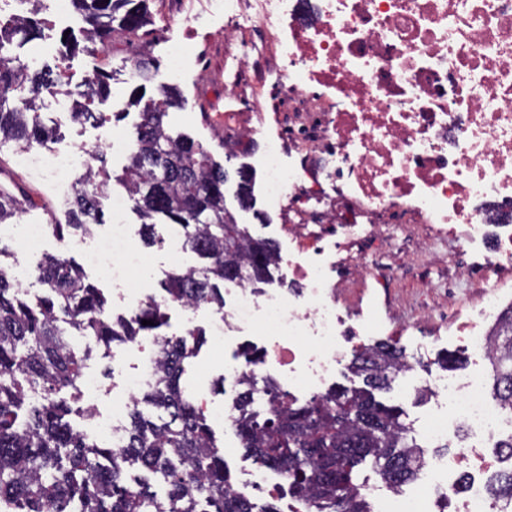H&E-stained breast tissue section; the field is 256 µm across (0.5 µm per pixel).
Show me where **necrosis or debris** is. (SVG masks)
<instances>
[{
  "instance_id": "1",
  "label": "necrosis or debris",
  "mask_w": 512,
  "mask_h": 512,
  "mask_svg": "<svg viewBox=\"0 0 512 512\" xmlns=\"http://www.w3.org/2000/svg\"><path fill=\"white\" fill-rule=\"evenodd\" d=\"M231 22L225 39L246 36L247 53L234 79L251 84L258 103L286 109L288 121L270 132L264 122L239 124L225 145L261 137L257 158L265 197L287 207L280 231L288 250L277 285L227 284L224 309L211 318L215 340L258 334L259 364L224 368V424L236 416L237 380L276 373L285 390L331 387L336 368L371 323L341 317L334 293L336 264L345 243H358L369 267L385 243L387 224H436L467 266L512 264V224L496 213L512 209V0H209ZM85 143L34 146L15 154L18 167L37 173L68 195L70 172ZM129 196L108 201L105 234L72 242L111 279L122 312L142 301L132 288L144 264L137 230L125 221ZM19 240L31 268L50 237L46 224H1L0 237ZM154 380L153 366L126 375L125 397L99 425L121 444L125 411ZM428 388L441 409L423 426L426 445L453 439L456 424L470 434L449 456L426 454L415 490L393 489L368 477L362 489L373 512H512V498L492 495L488 478L503 454L489 443L512 437V412L489 394L482 376L403 378L397 398Z\"/></svg>"
}]
</instances>
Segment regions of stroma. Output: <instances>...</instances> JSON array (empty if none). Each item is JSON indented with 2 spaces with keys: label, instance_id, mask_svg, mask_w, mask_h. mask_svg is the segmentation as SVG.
<instances>
[{
  "label": "stroma",
  "instance_id": "obj_1",
  "mask_svg": "<svg viewBox=\"0 0 512 512\" xmlns=\"http://www.w3.org/2000/svg\"><path fill=\"white\" fill-rule=\"evenodd\" d=\"M186 0H147V22L130 38L115 37L105 50L92 53L66 51L61 41V26L45 24L43 35L52 41L50 52H41L40 42L14 46V53L39 54L40 64L49 68H61L66 87H74L85 73L99 70L109 78L110 109L106 126H133L139 120L138 108L129 106L132 85L126 75L131 60L139 56L154 59L158 66H165L167 46L166 22L172 21L185 9ZM188 42L194 48L198 61L188 64L174 83L185 100L183 108L170 110L166 119L173 132H183L207 146L216 161L229 174L224 186L225 204L238 223L248 225L257 237L278 240L279 227L287 223L288 212L271 207L263 194V173L256 166V158L264 141L250 140L234 153L224 149V112L239 110L242 101L252 93L246 86L236 87L232 101L224 99V79L230 74L233 59L243 57L245 47L237 41L224 38V17L205 13L196 30L189 32ZM75 105H67L65 111L48 102H40L37 116L53 126L58 145L72 142L94 141L97 133L75 115ZM16 147L7 143L0 146V183L11 188L25 199L27 205L19 214L21 224H39L46 216L55 222L68 221L67 206L53 184L19 168L14 163ZM253 169L252 208H241L237 199L238 177L241 166ZM356 250L346 245L341 262L351 268V275L336 285V299L347 323L356 325L363 319L376 322L368 342H389L401 348L408 361L428 366L434 374H442L440 358L447 353L461 360L456 376L476 371L487 372V363H475L468 353L457 348L453 332L460 315L476 312L480 307L481 294L470 288L459 270L454 251L438 235L433 225H417L410 234L391 228L388 246L374 254L368 274H355ZM150 339H143L141 349L128 344H114L110 352L95 348L87 365L88 371L101 379L98 391L83 393L77 403L79 412L71 416L74 429L88 433L92 426L83 411L90 403L99 409L108 408L119 399L121 381L112 374L113 359H120L123 367L139 364L142 349L150 348ZM224 376L223 345L207 342L198 357L192 359L184 375L190 393H198L221 405L224 392L221 380Z\"/></svg>",
  "mask_w": 512,
  "mask_h": 512
}]
</instances>
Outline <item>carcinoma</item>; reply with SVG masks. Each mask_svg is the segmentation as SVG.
<instances>
[{
    "mask_svg": "<svg viewBox=\"0 0 512 512\" xmlns=\"http://www.w3.org/2000/svg\"><path fill=\"white\" fill-rule=\"evenodd\" d=\"M145 2L72 0L89 25L82 50L104 49L115 34L135 33ZM41 26L34 16L0 26V145L12 142L23 149L52 137L50 127L28 114L48 84L61 82L62 73L27 70L7 52L16 39H39ZM134 69L136 82L157 73L147 57H138ZM157 91L134 126L122 174L111 176L106 156L95 154L97 167L86 169L68 202V223L54 225V231L60 237L91 233L115 180L131 197L145 245L155 243V219L160 217L200 259L196 267L165 273L163 298L221 310L224 284L269 282L279 254L271 241L253 236L227 210L226 172L211 150L169 131V109L184 105L176 87L160 80ZM109 97L106 79L93 74L81 116H92L87 108ZM20 206L18 197L0 185V225L15 217ZM37 277L44 295L33 303L22 300L11 268L0 262V512H281L273 502L256 511L235 494L209 417L181 385L185 363L205 343L201 331L158 333L166 310L154 297L131 318L110 316L104 293L71 257L45 256ZM75 335L91 337L107 350L115 342L146 336L155 344L156 381L129 410L119 448L86 442L68 419L75 412L68 399L80 397L81 376L92 353L89 346H74ZM490 346V392L512 411V304L501 312ZM348 369L363 378L364 387L333 388L302 405L268 379L264 392L271 396V410L265 418L254 409L250 383L237 398L234 430L241 448L256 464L287 472L291 494L311 502L316 512H372L352 481L353 469L370 460L382 480L399 485L415 479L421 459V445L408 436L400 405L374 395L391 389L408 369L403 351L387 342L363 344ZM142 402L157 415H144L138 409ZM129 464L161 477L167 495L150 490L146 478L127 479Z\"/></svg>",
    "mask_w": 512,
    "mask_h": 512,
    "instance_id": "carcinoma-1",
    "label": "carcinoma"
}]
</instances>
